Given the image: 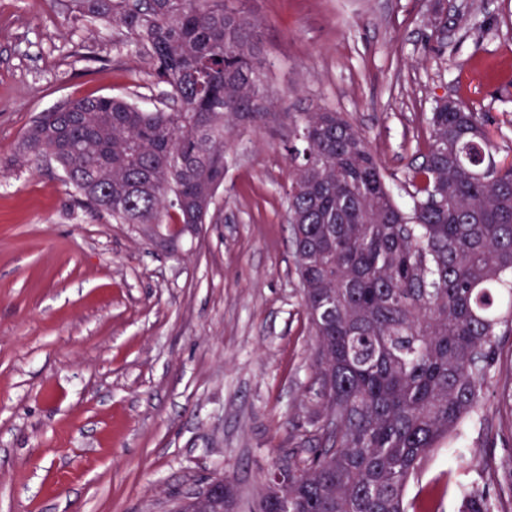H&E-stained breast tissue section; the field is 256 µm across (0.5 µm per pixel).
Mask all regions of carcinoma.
<instances>
[{
	"label": "carcinoma",
	"mask_w": 512,
	"mask_h": 512,
	"mask_svg": "<svg viewBox=\"0 0 512 512\" xmlns=\"http://www.w3.org/2000/svg\"><path fill=\"white\" fill-rule=\"evenodd\" d=\"M124 30L148 61L160 106L84 98L40 113L22 156L49 158L77 203L115 224H207L224 183L225 128L269 110L254 23L232 0H71ZM288 222L316 345V448L281 459L288 491L258 512H432L405 487L476 413L512 334V162L459 99L430 112L410 203L391 196L358 128L325 108L286 112ZM200 492L179 512H235ZM462 512H499L469 488Z\"/></svg>",
	"instance_id": "cac0c4a2"
}]
</instances>
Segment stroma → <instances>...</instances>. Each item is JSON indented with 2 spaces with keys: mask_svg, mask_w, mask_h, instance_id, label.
Instances as JSON below:
<instances>
[{
  "mask_svg": "<svg viewBox=\"0 0 512 512\" xmlns=\"http://www.w3.org/2000/svg\"><path fill=\"white\" fill-rule=\"evenodd\" d=\"M271 102L226 135L211 223L115 224L56 165L14 152L84 97L158 102L124 31L69 0H0V512H173L213 478L256 512L302 448L317 386L288 222L286 112L343 113L407 200L427 117L450 96L512 159V0H243ZM492 21L488 30L473 17ZM512 335L477 412L408 496L458 512L479 485L512 512Z\"/></svg>",
  "mask_w": 512,
  "mask_h": 512,
  "instance_id": "stroma-1",
  "label": "stroma"
}]
</instances>
